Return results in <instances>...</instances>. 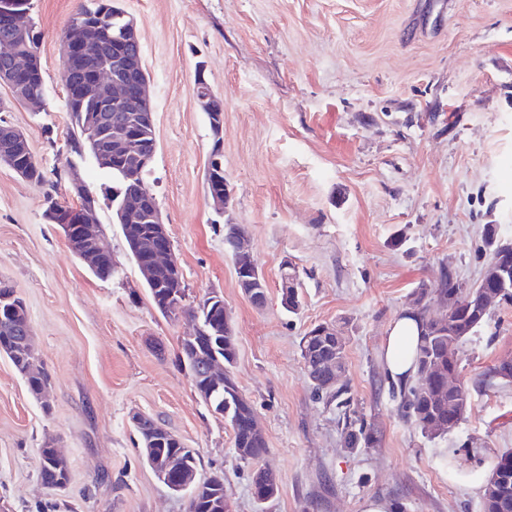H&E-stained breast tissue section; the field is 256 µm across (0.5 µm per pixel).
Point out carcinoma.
<instances>
[{
	"instance_id": "cac0c4a2",
	"label": "carcinoma",
	"mask_w": 512,
	"mask_h": 512,
	"mask_svg": "<svg viewBox=\"0 0 512 512\" xmlns=\"http://www.w3.org/2000/svg\"><path fill=\"white\" fill-rule=\"evenodd\" d=\"M118 11L120 8L115 6V0H92L91 5L81 6L70 17L68 32L75 31L74 22L77 18L92 15L94 21L101 24L102 30L114 33L122 23V20L114 17ZM67 112L71 122L67 138L68 152L71 155L82 153L87 155L90 153V148L83 137L82 113L72 108L67 109ZM105 175L108 181L101 184L100 191L101 195L109 201L135 192L136 184L145 181L143 174L134 182L128 181L115 169L105 172ZM28 178L31 183L44 188V219L57 218V212L62 210V205L52 195L54 182L47 179L45 171L38 164L30 166ZM481 239L483 250L488 255V262L478 283L465 288L452 269L443 267L434 284L423 283L413 292L412 302L421 321V339L415 350L418 370L416 381L408 387H402L400 396L405 417L430 439L448 436V402L452 399V395L442 388L440 382L424 377L423 367L429 363L446 370L450 365L453 367L458 365L456 360L448 362V327L456 326L454 340L459 343L486 322L489 314L475 317L472 311L479 305L486 286L490 285L497 257L505 249L512 250V237L504 234L499 224L483 225ZM434 298L443 305V310L438 313L430 308V302ZM18 323L19 318L16 315L0 308V346L3 347V353L8 355L18 373L25 378L29 391L44 389L49 384L47 373L36 368L32 362L21 361V358L12 352V338ZM301 349L312 352V359L309 365L305 366V370L309 381L312 382L314 395L320 397L325 394L327 403L334 402L336 407L344 409L341 436L345 446L348 448L370 447L374 430L366 420L351 417L352 398L349 396L347 385L341 383L325 389L316 384V380L326 375L324 360L334 356L338 365L345 364L343 337L315 336L309 331L301 339ZM215 354L224 357L225 364H232L236 356L234 335L227 333L220 338L200 336L191 342L183 340L178 360L189 370ZM204 391L210 394L212 412L224 418L231 426L234 433V446L239 458L245 461L264 458L268 452L266 440L264 436L254 434L250 428L254 410L249 402L238 397L231 377L225 376L224 385L217 389L204 386ZM163 451L181 455L183 461L195 470L201 467L199 451L187 448L177 441L167 444ZM253 485L255 496L259 500L270 498L278 492L275 477L266 468L254 471ZM223 497L224 485L204 476L202 484L189 498L188 512H215L213 504Z\"/></svg>"
}]
</instances>
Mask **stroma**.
<instances>
[{"label":"stroma","mask_w":512,"mask_h":512,"mask_svg":"<svg viewBox=\"0 0 512 512\" xmlns=\"http://www.w3.org/2000/svg\"><path fill=\"white\" fill-rule=\"evenodd\" d=\"M81 0H33L45 103H13L59 202L70 121L60 45ZM134 19L148 73L157 152L147 183L173 243L190 304L224 297L236 336L229 371L267 442L278 493L254 495L253 463L177 360L189 317L153 304L112 208L103 243L119 274L98 279L43 218V190L0 164V280L23 299L47 400L0 354V512H187V493L160 482L139 454L138 411L198 449L224 474L232 512H482L484 479L512 449V305L495 307L456 349L469 392L458 427L431 440L407 422L384 365L392 321L442 265L480 280L483 225L512 235V0H118ZM203 71L224 102L214 136L195 93ZM222 145L230 200L217 211L205 168ZM240 225L267 284L255 307L237 283L225 224ZM291 263L301 305L282 304ZM346 342L353 409L374 429L345 447L340 409L315 397L300 339L317 325ZM54 441L66 489L39 476ZM447 454L452 469L441 468Z\"/></svg>","instance_id":"obj_1"}]
</instances>
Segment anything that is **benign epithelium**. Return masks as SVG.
I'll return each mask as SVG.
<instances>
[{
	"mask_svg": "<svg viewBox=\"0 0 512 512\" xmlns=\"http://www.w3.org/2000/svg\"><path fill=\"white\" fill-rule=\"evenodd\" d=\"M30 0H0V27L6 33L0 36V84L6 86L13 100L26 105L42 104L43 94L25 95L27 79L37 53L24 48L14 34L30 27L28 19ZM78 35L66 37L61 46L62 75L69 91L72 105L88 113L83 125V135L96 147V161L103 166L119 165L128 174H137L151 164L156 155V141L148 140L146 132L154 128L153 110L146 94L147 73L142 63L141 45L136 24L127 20L112 36L118 52L112 57H102L94 70L81 69L72 59L87 46L99 42L98 27L75 21ZM196 97L202 110L214 115L212 131L220 138L224 123V101L215 96L204 78V71L196 76ZM0 162L8 165L19 177L31 162V151L26 137L9 125H0ZM224 168L221 161V142H216L207 170L208 181L214 188L208 192L213 206L222 210L230 200L228 184L222 180ZM155 196L146 185L124 197L118 204V212L124 224H149L150 232L145 239L135 241L139 271L148 281L155 280L161 270L180 272L173 253V246ZM71 251L89 263L94 272L112 259L103 245V233L92 208L77 210L69 222L62 224ZM235 267L241 282L260 281L261 270L255 262L244 237L236 239ZM495 279L498 288L485 293L484 309H490L499 299V289L512 282V261L506 259L497 265ZM7 303L15 312H21L23 304L11 286L0 283V305ZM15 345L26 352H33L29 320L24 318L17 326ZM225 375L224 360L219 357L206 360L190 372L192 383L204 379L216 386ZM133 425L143 434L146 445L151 446L168 435L163 428L151 427L147 417L139 412L131 414ZM149 464L158 480L175 493H193L196 471L177 456L148 452ZM66 459L55 443L49 441L39 451L40 470L58 472ZM486 488L498 497L505 496L508 488L502 471L494 470L485 478Z\"/></svg>",
	"mask_w": 512,
	"mask_h": 512,
	"instance_id": "7a95c632",
	"label": "benign epithelium"
}]
</instances>
